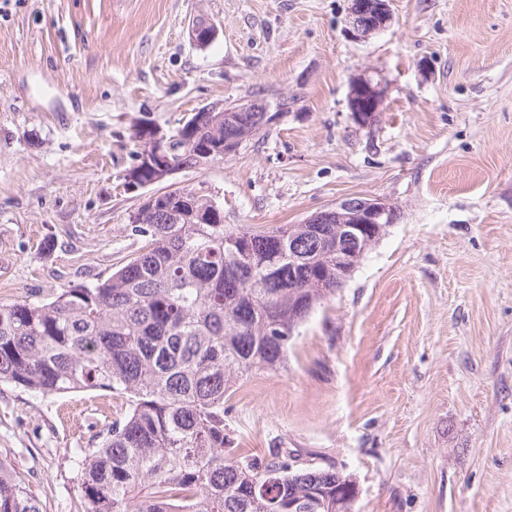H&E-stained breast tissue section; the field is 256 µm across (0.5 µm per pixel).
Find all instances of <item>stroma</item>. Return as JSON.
<instances>
[{"label": "stroma", "mask_w": 512, "mask_h": 512, "mask_svg": "<svg viewBox=\"0 0 512 512\" xmlns=\"http://www.w3.org/2000/svg\"><path fill=\"white\" fill-rule=\"evenodd\" d=\"M0 0V301L109 276L144 244L125 175L144 129L285 96L288 113L175 175L228 224H299L346 197L399 218L317 307L285 368L224 396L230 456L285 448L357 487L352 512H512V0ZM221 28L207 47L193 19ZM382 80L359 125L350 82ZM127 410L105 390L0 384V458L76 512L73 448ZM391 19L390 0H351L349 27L354 34L366 36L378 33L387 27ZM358 90L365 91L371 98L374 103V108L370 114L363 118L362 114L358 112H354L355 117L360 125L362 126H370L378 117L379 112H381V106L384 101V87L382 85V81L377 79L375 80L371 75H363L354 79L350 83L349 93H348V103L349 106L353 104L355 95Z\"/></svg>", "instance_id": "35a3bbf8"}]
</instances>
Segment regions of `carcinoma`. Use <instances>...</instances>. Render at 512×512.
<instances>
[{
    "label": "carcinoma",
    "instance_id": "1",
    "mask_svg": "<svg viewBox=\"0 0 512 512\" xmlns=\"http://www.w3.org/2000/svg\"><path fill=\"white\" fill-rule=\"evenodd\" d=\"M235 115L195 112L172 134L224 160ZM139 253L90 285L0 303V383L41 394L108 390L125 415L96 448H73L78 512H327L349 495L336 470L295 469L276 452L224 455V393L240 378L285 367L298 328L344 288L334 224L224 223L191 189L165 190L130 215ZM0 512H42L0 462Z\"/></svg>",
    "mask_w": 512,
    "mask_h": 512
}]
</instances>
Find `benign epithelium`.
I'll return each instance as SVG.
<instances>
[{"label": "benign epithelium", "mask_w": 512, "mask_h": 512, "mask_svg": "<svg viewBox=\"0 0 512 512\" xmlns=\"http://www.w3.org/2000/svg\"><path fill=\"white\" fill-rule=\"evenodd\" d=\"M392 19L391 0H351L349 8V27L357 35H370L385 29ZM219 35L217 24L206 18H197L189 27V36L193 43L213 41ZM366 92L374 103V108L367 116L355 113L360 125L370 126L381 112L384 101L382 81L371 75H363L350 83L348 103H353L357 91ZM171 142L160 137L156 138L153 150L145 153L144 160L154 165L159 179L170 178L186 170L185 165L177 164L171 157ZM398 219V210L387 199L382 197H347L332 207L311 215L308 224H338L343 236L354 239L357 232L365 224H394Z\"/></svg>", "instance_id": "benign-epithelium-1"}]
</instances>
